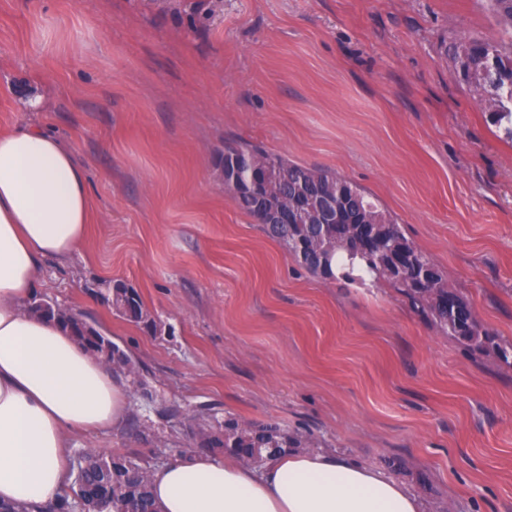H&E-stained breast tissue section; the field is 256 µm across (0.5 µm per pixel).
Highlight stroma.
Segmentation results:
<instances>
[{"mask_svg": "<svg viewBox=\"0 0 512 512\" xmlns=\"http://www.w3.org/2000/svg\"><path fill=\"white\" fill-rule=\"evenodd\" d=\"M496 39L485 0H0V130L16 98L84 168L86 238L35 299L132 356L136 426L86 450L172 459L199 406L401 467L425 512H512V361L438 335L392 289L314 276L224 190L241 140L336 171L512 342V140L452 47ZM122 281L155 332L112 312Z\"/></svg>", "mask_w": 512, "mask_h": 512, "instance_id": "stroma-1", "label": "stroma"}]
</instances>
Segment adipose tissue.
I'll return each mask as SVG.
<instances>
[{
    "label": "adipose tissue",
    "instance_id": "adipose-tissue-1",
    "mask_svg": "<svg viewBox=\"0 0 512 512\" xmlns=\"http://www.w3.org/2000/svg\"><path fill=\"white\" fill-rule=\"evenodd\" d=\"M91 222L84 170L26 121L0 131V503L42 512L66 488L67 438L116 430L128 392L55 322L24 312L46 259L69 258ZM162 512H422L385 472L325 452L260 466L206 453L157 467Z\"/></svg>",
    "mask_w": 512,
    "mask_h": 512
}]
</instances>
